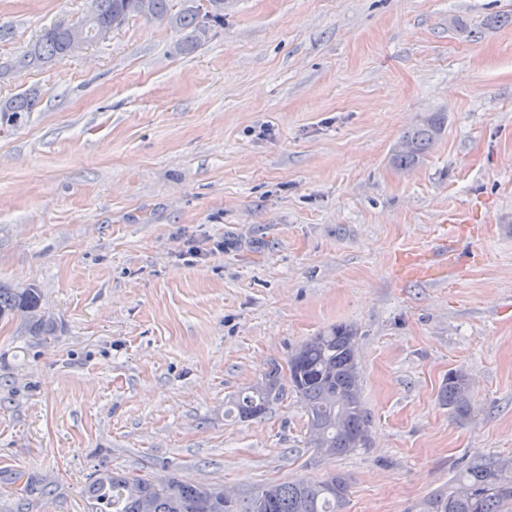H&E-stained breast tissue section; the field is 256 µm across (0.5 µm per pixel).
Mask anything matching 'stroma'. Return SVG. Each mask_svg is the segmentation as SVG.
I'll return each mask as SVG.
<instances>
[{
	"label": "stroma",
	"instance_id": "obj_1",
	"mask_svg": "<svg viewBox=\"0 0 512 512\" xmlns=\"http://www.w3.org/2000/svg\"><path fill=\"white\" fill-rule=\"evenodd\" d=\"M90 8L0 0V102L38 95L0 127V283L53 322H0V512H97L104 470L239 495L341 473L346 512H419L470 463L512 467V0H224L190 54L132 17L13 70ZM434 112L440 138L399 169ZM340 324L365 447L310 448L290 390L227 415ZM456 370L464 419L439 402ZM86 23L87 18L68 24V27L60 24L46 29L41 37L15 60L14 68L16 70L40 68L69 56L71 54L70 32L73 35V52L84 45L83 31ZM443 126L441 113H433L407 131L395 147L394 162L401 169H412L435 144ZM282 369L274 366L261 382L240 394L234 402V411L239 419L262 416L270 405L279 401L285 391Z\"/></svg>",
	"mask_w": 512,
	"mask_h": 512
}]
</instances>
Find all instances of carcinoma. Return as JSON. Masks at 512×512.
I'll list each match as a JSON object with an SVG mask.
<instances>
[{"label": "carcinoma", "instance_id": "cac0c4a2", "mask_svg": "<svg viewBox=\"0 0 512 512\" xmlns=\"http://www.w3.org/2000/svg\"><path fill=\"white\" fill-rule=\"evenodd\" d=\"M132 16L167 23L184 31L179 51L189 54L208 37L212 26L224 23V0H182L172 12V0H93L87 29L88 41L99 38L118 20ZM71 54V35L60 24L41 37L14 62L17 70L44 67ZM38 97L20 95L0 104V117L18 123L34 111ZM443 117L434 113L407 131L395 147L394 162L412 169L435 144ZM18 316L36 336L51 335V322L42 315L35 288H9L0 284V318ZM356 336L347 327L303 343L288 360V373L273 367L261 382L240 394L234 411L240 419L259 417L279 401L290 387L304 403L308 415V442L326 457L352 452L368 440L371 419L363 406ZM470 382L464 372H451L439 399L459 417L470 413ZM88 496L104 505V512H344L348 482L342 474L320 481L305 478L288 483H269L254 493L232 500L224 498V486L193 483L176 477L130 478L106 470L87 487ZM419 512H512V479L493 459L468 465L448 491L424 501Z\"/></svg>", "mask_w": 512, "mask_h": 512}]
</instances>
